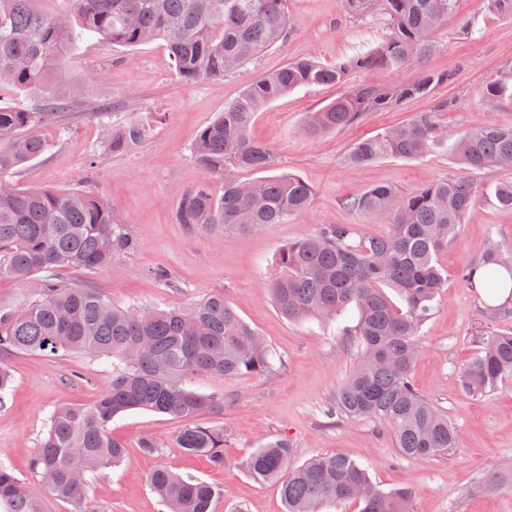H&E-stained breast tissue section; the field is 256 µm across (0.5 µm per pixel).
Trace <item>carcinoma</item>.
Instances as JSON below:
<instances>
[{"label":"carcinoma","mask_w":512,"mask_h":512,"mask_svg":"<svg viewBox=\"0 0 512 512\" xmlns=\"http://www.w3.org/2000/svg\"><path fill=\"white\" fill-rule=\"evenodd\" d=\"M56 13L36 0H0V85L22 88L30 109L0 108V281L38 278L36 297L20 305L0 304V391L12 380L8 360L17 354L87 353L112 361V387L90 406L64 404L49 418L33 467L34 487L0 462V512H47L45 496L81 499L99 470L119 467L125 444L110 434L112 420L143 409L190 419L222 414V394L201 395L185 388L198 374L216 377L274 373V358L215 290L185 309L120 307L97 288L68 282L73 272L112 265L116 254L134 249L125 224L105 199L93 192L25 188L13 179L22 165L45 153L33 130L62 110L82 83L67 69L75 29L114 45L136 47L162 39L185 80H215L235 73L288 37V0H68ZM457 0H345L353 17L380 8L389 19L381 43L363 55L325 65L312 56L297 58L247 83L201 129L193 152L199 165L220 176L223 193L203 184L185 191L176 220L213 232H248L286 224L303 215L314 191L300 176L283 173L243 182L242 170L271 163V149L248 135L254 114L302 87L336 85L356 71L420 68L418 79L394 86L358 84L304 120L302 130L315 137L358 122L366 112L394 110L427 98L448 83V73L423 68L433 50L432 31L456 7ZM512 93V68L485 85L481 95L498 99ZM452 99H439L426 112L382 133L360 138L348 159L365 165L384 157L417 159L448 149L438 116L452 112ZM147 135L131 121L108 134L107 146L123 153ZM458 160L472 171L503 168L512 157V126L489 123L463 134L454 144ZM498 204L512 209V177L494 190ZM475 200L467 179H444L399 196L376 185L350 200L387 225L384 235L357 233L348 224H332L292 242L275 256L267 288L290 320H336L350 304L358 310L354 329L357 361L336 397L350 418H370L392 428L396 447L410 459H431L455 447L456 435L414 388L411 369L421 327L431 318L436 298L448 284L439 254L457 237ZM512 271L494 247L461 275L475 287L477 273L495 285L496 268ZM395 289L403 306L383 287ZM480 349L464 369L465 392L484 395L512 376V335L478 337ZM178 447L203 455L224 468V431L203 423L184 426ZM257 482H278L285 512H317L325 501L357 500L362 512H409L412 492L374 486L367 469L348 456L331 453L294 467L286 441L260 446L244 461ZM167 512H212L217 490L193 477L161 467L148 477Z\"/></svg>","instance_id":"carcinoma-1"}]
</instances>
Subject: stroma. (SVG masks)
<instances>
[{
  "label": "stroma",
  "instance_id": "stroma-1",
  "mask_svg": "<svg viewBox=\"0 0 512 512\" xmlns=\"http://www.w3.org/2000/svg\"><path fill=\"white\" fill-rule=\"evenodd\" d=\"M292 31L287 40L258 59L217 80L180 79L164 41L126 48L81 39L71 56L74 73L99 69L101 80L60 111L56 123L39 128L48 149L17 170L25 187L74 188L102 195L136 239L135 250L116 256L110 267L70 275L80 286L101 289L121 307H189L214 290L268 344L276 370L269 377H214L200 374L185 386L201 394L224 393L232 403L223 414L201 416V423L224 431L223 469L205 457L187 454L176 437L180 421L146 410L115 418L114 438L126 446L122 467L108 468L90 481L76 502L49 501V512H166L147 477L165 467L214 486L219 494L213 512H284L277 483H258L241 462L260 445L287 441L291 462L301 465L317 456L342 452L364 467L382 489L412 491L411 512H512V488L480 490L492 472L512 470V377L488 395H466L462 367L478 350L476 339L512 333V314L486 308L477 289L464 285L461 272L477 264L489 242L512 253V209L500 207L494 188L504 172H471L450 152L420 159L385 158L367 165L349 162L359 138L382 133L431 106L416 99L391 112L365 113L357 124L309 137L301 127L307 113L347 92L349 85L374 82L395 85L415 80L420 70L365 72L348 84L302 88L258 112L250 135L274 154L271 174L289 172L314 190L307 213L258 232L208 234L177 223L183 191L208 184L220 193L222 180L206 172L191 151L197 133L244 84L263 73L305 56L332 64L375 47L388 31L383 11L350 17L344 0H288ZM435 50L425 67L450 74L435 96L457 103L440 117L448 142L490 122L512 125V100L488 101L480 88L512 63V17L488 12L486 0H458L455 10L434 31ZM138 120L148 129L142 142L115 155L104 130ZM469 178L476 202L466 213L459 237L439 256L448 273L431 318L419 333V354L411 372L417 391L447 415L458 436L447 454L414 460L402 457L391 430L370 419H350L336 409V393L347 379L355 349L337 332L354 326L356 309L342 322L292 321L275 306L267 283L273 259L288 243L315 234L327 224H350L362 232L384 234L386 225L350 207L352 198L379 184L406 194L441 179ZM166 280H159L158 272ZM11 387L0 392V461L27 482H37L33 462L49 416L59 404H92L112 386V366L83 353L59 356L19 354L11 358ZM156 441L148 453L144 440Z\"/></svg>",
  "mask_w": 512,
  "mask_h": 512
}]
</instances>
